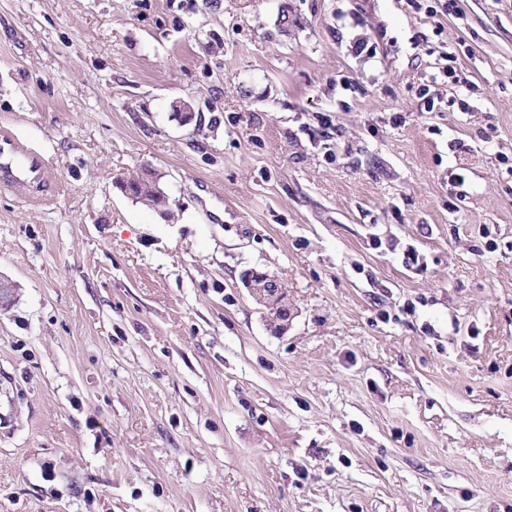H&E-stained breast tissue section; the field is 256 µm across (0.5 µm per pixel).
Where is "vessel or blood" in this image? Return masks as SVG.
<instances>
[{
    "mask_svg": "<svg viewBox=\"0 0 512 512\" xmlns=\"http://www.w3.org/2000/svg\"><path fill=\"white\" fill-rule=\"evenodd\" d=\"M49 180L50 167L45 157L21 150L7 130H0V189L23 185L39 195L46 190Z\"/></svg>",
    "mask_w": 512,
    "mask_h": 512,
    "instance_id": "b4317fda",
    "label": "vessel or blood"
}]
</instances>
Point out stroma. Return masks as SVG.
Instances as JSON below:
<instances>
[{
    "mask_svg": "<svg viewBox=\"0 0 512 512\" xmlns=\"http://www.w3.org/2000/svg\"><path fill=\"white\" fill-rule=\"evenodd\" d=\"M456 8L0 0V512H512V0ZM441 59L448 62L439 68V73L431 75L430 83L439 84L443 80L444 83H448L458 88V90H464L466 92L472 91L475 88V84L469 80L466 76H462L457 67V57L452 52H443ZM50 180V167L45 157L35 151H22L14 137L0 130V189L23 185L42 194ZM137 181L131 185L134 193L131 199L155 210L162 206L161 197L156 193L153 183L144 182L145 177H137ZM241 280L251 295L273 314L270 323L273 331L284 332L288 328L291 313L282 283L273 275L256 269L245 271Z\"/></svg>",
    "mask_w": 512,
    "mask_h": 512,
    "instance_id": "obj_1",
    "label": "stroma"
}]
</instances>
